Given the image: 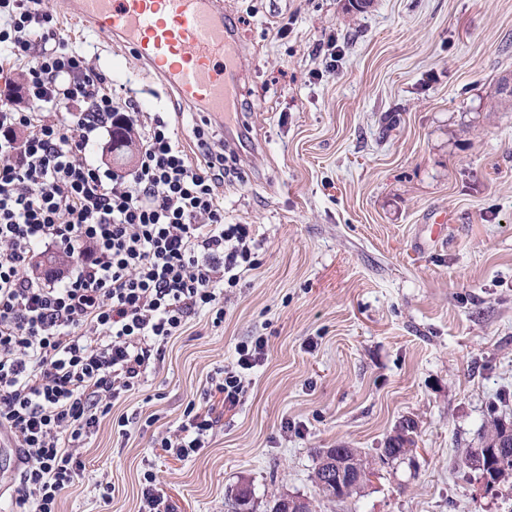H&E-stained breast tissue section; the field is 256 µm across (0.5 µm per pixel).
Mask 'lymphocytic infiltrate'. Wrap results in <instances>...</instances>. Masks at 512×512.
Instances as JSON below:
<instances>
[{
  "label": "lymphocytic infiltrate",
  "instance_id": "lymphocytic-infiltrate-1",
  "mask_svg": "<svg viewBox=\"0 0 512 512\" xmlns=\"http://www.w3.org/2000/svg\"><path fill=\"white\" fill-rule=\"evenodd\" d=\"M39 0H0V82L24 75L28 108L0 94V445L19 470L23 512H59L83 478L87 439L147 379L198 314L224 321V291L256 266L247 224L224 221L225 142L211 117L190 164L160 113L134 119L91 59L69 48ZM139 125L135 167L95 164L101 131ZM74 257L33 274L41 249ZM267 340L235 346L177 431L156 443L185 459L207 444L217 407L235 409Z\"/></svg>",
  "mask_w": 512,
  "mask_h": 512
}]
</instances>
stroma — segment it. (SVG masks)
Returning a JSON list of instances; mask_svg holds the SVG:
<instances>
[{"label":"stroma","instance_id":"stroma-1","mask_svg":"<svg viewBox=\"0 0 512 512\" xmlns=\"http://www.w3.org/2000/svg\"><path fill=\"white\" fill-rule=\"evenodd\" d=\"M42 6L120 97L164 113L200 161L192 109L125 44L71 22L65 0ZM224 9L248 76L232 114L247 139L219 192L225 223L253 225L258 265L227 290L223 326L193 317L114 408L154 415L151 433L124 437L102 420L59 512H139L148 470L177 512H227L245 484L254 512L283 494L315 512H512V486L484 494L459 459L489 407L512 421V100L501 92L512 0ZM251 336L266 338L267 359L206 448L179 460L151 447ZM407 422L412 452L380 464ZM340 445L378 473L331 501L313 481L316 452Z\"/></svg>","mask_w":512,"mask_h":512}]
</instances>
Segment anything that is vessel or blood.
Returning <instances> with one entry per match:
<instances>
[{
	"mask_svg": "<svg viewBox=\"0 0 512 512\" xmlns=\"http://www.w3.org/2000/svg\"><path fill=\"white\" fill-rule=\"evenodd\" d=\"M68 13L104 40L122 38L188 105L217 116L243 91L223 0H69Z\"/></svg>",
	"mask_w": 512,
	"mask_h": 512,
	"instance_id": "1",
	"label": "vessel or blood"
}]
</instances>
